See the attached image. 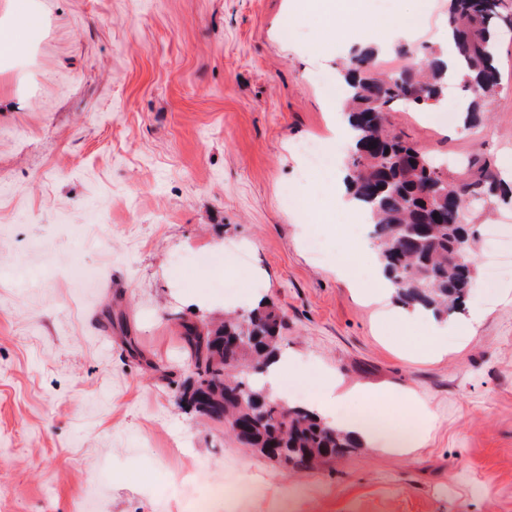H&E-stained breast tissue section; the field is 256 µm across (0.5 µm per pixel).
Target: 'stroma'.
<instances>
[{"mask_svg": "<svg viewBox=\"0 0 512 512\" xmlns=\"http://www.w3.org/2000/svg\"><path fill=\"white\" fill-rule=\"evenodd\" d=\"M41 29L0 64V512H185L186 466L224 482L236 512H512V293L448 352L418 355L366 289L336 276L347 215L299 143L338 121L321 78L353 50L440 45L448 0H389L417 33L379 42L374 0L330 22L310 0H34ZM336 28L323 53L325 26ZM486 119L459 85L388 121L421 150L512 172V34ZM222 251L219 264L205 255ZM255 291L282 317L280 354L355 391L415 395L392 427L405 453L353 448L305 468L187 410L181 322L222 319Z\"/></svg>", "mask_w": 512, "mask_h": 512, "instance_id": "obj_1", "label": "stroma"}]
</instances>
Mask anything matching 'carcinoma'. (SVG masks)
I'll use <instances>...</instances> for the list:
<instances>
[{
  "label": "carcinoma",
  "mask_w": 512,
  "mask_h": 512,
  "mask_svg": "<svg viewBox=\"0 0 512 512\" xmlns=\"http://www.w3.org/2000/svg\"><path fill=\"white\" fill-rule=\"evenodd\" d=\"M503 29L512 30V13L502 0H448L459 81L470 93L469 123L499 91L494 55ZM402 56L399 70L382 74L374 50H355L339 69L348 89L342 111L354 140L345 185L371 215L370 237L398 300L446 317L463 308L474 281L475 214L498 198L507 200L509 193L491 165H469L450 176L442 164L386 128L385 112L394 105L424 110L448 91V64L440 49L423 47ZM280 326L279 314L268 306L213 327L182 323L181 339L194 369L185 402L240 429L237 439L270 459L275 449L286 448L288 461L307 466L358 447L308 409L285 408L261 388Z\"/></svg>",
  "instance_id": "obj_1"
}]
</instances>
